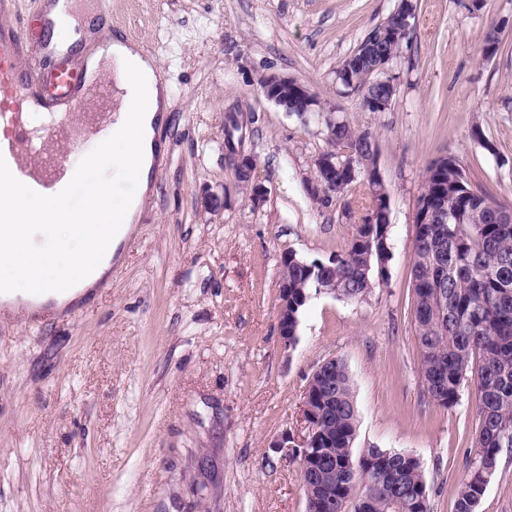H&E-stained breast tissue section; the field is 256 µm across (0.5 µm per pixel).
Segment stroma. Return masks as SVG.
Masks as SVG:
<instances>
[{
    "label": "stroma",
    "mask_w": 512,
    "mask_h": 512,
    "mask_svg": "<svg viewBox=\"0 0 512 512\" xmlns=\"http://www.w3.org/2000/svg\"><path fill=\"white\" fill-rule=\"evenodd\" d=\"M109 4L113 30L148 47L168 83L169 153L90 296L0 318V512H306L299 461L277 442L302 436L307 382L330 356L351 376L356 448L416 456L433 512H454L476 391L464 385L451 409L423 392L411 249L424 174L442 155L512 203V30L497 56L481 55L512 0H415L384 112L365 111L336 71L398 0ZM266 73L371 132L388 191L384 283L360 302L311 296L290 348L276 329L282 253H342L366 200L358 186L313 201L326 127L261 96ZM229 112L268 189L258 205L234 184ZM208 190L223 194L221 211L202 207ZM479 512H512V448Z\"/></svg>",
    "instance_id": "35a3bbf8"
}]
</instances>
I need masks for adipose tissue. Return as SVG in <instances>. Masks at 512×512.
Returning <instances> with one entry per match:
<instances>
[{
	"mask_svg": "<svg viewBox=\"0 0 512 512\" xmlns=\"http://www.w3.org/2000/svg\"><path fill=\"white\" fill-rule=\"evenodd\" d=\"M86 63L91 72L113 71L126 94L116 108L112 139L90 158L112 160L115 179L133 183L138 192L114 200L107 185H98L78 210L55 199L25 193L0 176V291L10 296L38 295L58 301L75 299L99 281L110 267L130 224L140 213L158 160L155 121L168 112V86L151 57L125 39L108 51H95ZM68 234L75 250L63 251L58 239Z\"/></svg>",
	"mask_w": 512,
	"mask_h": 512,
	"instance_id": "1",
	"label": "adipose tissue"
}]
</instances>
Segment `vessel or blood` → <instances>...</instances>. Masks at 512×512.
Instances as JSON below:
<instances>
[{"label":"vessel or blood","mask_w":512,"mask_h":512,"mask_svg":"<svg viewBox=\"0 0 512 512\" xmlns=\"http://www.w3.org/2000/svg\"><path fill=\"white\" fill-rule=\"evenodd\" d=\"M78 0H44L38 31L17 20L0 34V175L34 196L69 201L87 176L70 166L76 143L112 125L115 77H91L52 40Z\"/></svg>","instance_id":"obj_1"}]
</instances>
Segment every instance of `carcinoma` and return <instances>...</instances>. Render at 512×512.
Segmentation results:
<instances>
[{
	"label": "carcinoma",
	"instance_id": "carcinoma-1",
	"mask_svg": "<svg viewBox=\"0 0 512 512\" xmlns=\"http://www.w3.org/2000/svg\"><path fill=\"white\" fill-rule=\"evenodd\" d=\"M374 30H384V50L399 52L411 39L397 19L388 17ZM340 83L361 92L362 107L381 112L372 93L374 75L355 58L349 68L336 71ZM336 150L347 148L360 158V172L376 163V146L368 131L350 124L336 127ZM358 181L336 168L327 191L341 195ZM448 185V223L429 224L413 243L412 271L435 283L433 304L419 302L416 332L422 358V386L436 403L455 407L461 386L471 381L477 394V420L465 474L455 492V512H477L494 475L502 449L512 448V224L497 223L506 208L470 182L449 184L448 168L431 163L424 177L418 208L436 190ZM477 210L484 223L471 224ZM378 224H359L336 262L288 261V321H300L303 307L319 288L336 286V297L359 302L379 285L377 259L369 238ZM479 356L478 367L472 366ZM333 369L331 399L316 447L336 460V478L321 482V498L345 512L352 497L355 512H430L429 493L422 463L408 453L388 448H365L354 454L359 418L346 363H327Z\"/></svg>",
	"mask_w": 512,
	"mask_h": 512
}]
</instances>
